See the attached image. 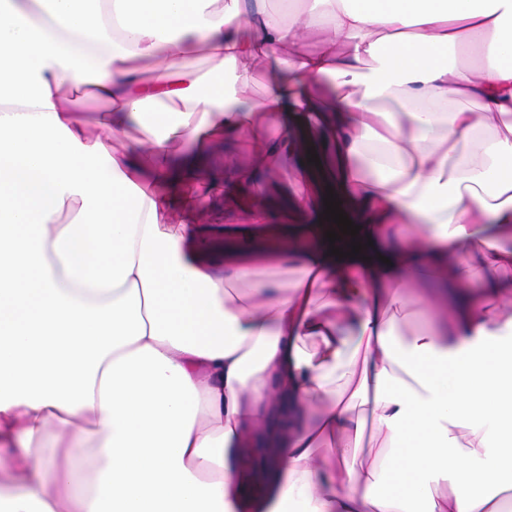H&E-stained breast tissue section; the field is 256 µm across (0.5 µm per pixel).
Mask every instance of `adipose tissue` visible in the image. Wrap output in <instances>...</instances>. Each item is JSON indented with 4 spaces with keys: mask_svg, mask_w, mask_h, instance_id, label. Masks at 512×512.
Listing matches in <instances>:
<instances>
[{
    "mask_svg": "<svg viewBox=\"0 0 512 512\" xmlns=\"http://www.w3.org/2000/svg\"><path fill=\"white\" fill-rule=\"evenodd\" d=\"M281 2L0 0V512H411L445 474L425 512H506L512 0ZM330 193L360 228L333 244ZM84 112H79V117L85 122L86 134L88 136H96L98 133L97 122L101 119L102 114L109 112L110 107L104 105L92 97H85Z\"/></svg>",
    "mask_w": 512,
    "mask_h": 512,
    "instance_id": "ef3b65f1",
    "label": "adipose tissue"
}]
</instances>
